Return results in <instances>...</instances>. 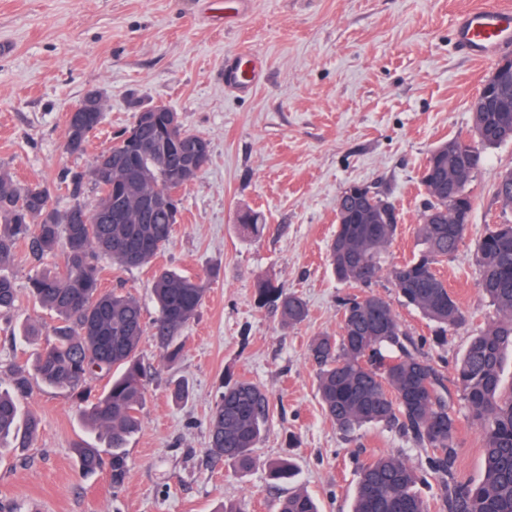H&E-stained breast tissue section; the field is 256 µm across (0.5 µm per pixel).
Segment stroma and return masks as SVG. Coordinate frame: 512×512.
<instances>
[{
    "label": "stroma",
    "instance_id": "35a3bbf8",
    "mask_svg": "<svg viewBox=\"0 0 512 512\" xmlns=\"http://www.w3.org/2000/svg\"><path fill=\"white\" fill-rule=\"evenodd\" d=\"M478 0H0V169L41 183L55 209L91 201L65 183L88 172L139 110L163 103L208 140L210 161L181 193L173 239L147 264L120 270L98 262L103 288L136 296L153 315L148 281L166 265L206 282L204 303L184 330L180 362L164 365L151 337L141 352L152 369L142 428L127 449L123 484L108 469L84 475L76 448L89 439L67 391L34 382L24 407L41 428L32 445L0 455V512H213L222 502L243 512H275L288 485L273 484L265 461L292 459L296 484L320 512H350L358 472L369 459L403 455L417 468L428 512H443L429 454L396 428L339 430L317 396L310 340L339 331L341 303L373 293L452 376L474 329L494 316L476 283V243L501 208L495 184L512 169V142L485 150L467 191L471 221L458 252L438 263L469 323L445 331L398 294L389 268L417 255L421 174L430 151L472 125L470 99L493 61L468 58L453 38L455 16ZM257 53L260 82L247 93L224 87V67L239 49ZM105 101L103 119L82 153L61 148L65 116L89 91ZM351 185L381 192L400 223L383 255L384 274L353 288L332 272L328 245L336 200ZM267 223L257 240L238 226L246 210ZM268 279L308 304L301 324L282 325L255 291ZM40 333L15 341L28 325ZM58 318L31 298L0 316V367L33 359ZM188 382V400L170 396ZM269 394L270 427L257 445L260 464L239 473L209 455L207 417L229 380ZM455 477L482 476L477 428L458 425Z\"/></svg>",
    "mask_w": 512,
    "mask_h": 512
}]
</instances>
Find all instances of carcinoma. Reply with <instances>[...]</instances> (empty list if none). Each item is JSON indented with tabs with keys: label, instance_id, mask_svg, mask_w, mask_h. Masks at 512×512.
Here are the masks:
<instances>
[{
	"label": "carcinoma",
	"instance_id": "obj_1",
	"mask_svg": "<svg viewBox=\"0 0 512 512\" xmlns=\"http://www.w3.org/2000/svg\"><path fill=\"white\" fill-rule=\"evenodd\" d=\"M146 127L139 121L114 137L90 169L96 191L90 203H78L61 213L50 207V194L39 183H20L0 169V314L12 310L19 290L1 273L25 243L35 257L64 249L65 266L57 274L35 272L28 279V294L42 308L55 313L63 325L54 340L36 358L33 371L44 383L68 391L82 406V416L104 431L106 448L84 444L76 449L85 473L102 468L109 454L112 483L126 474L129 440L141 428L140 413L146 403L150 367L141 357V342L150 335L172 365L184 349V330L197 316L206 288L199 277L166 267L154 271L149 285L154 315L145 320L134 296L101 287L95 260L105 256L119 268L151 262L170 244L180 205L158 203L141 218V204L186 186L184 145L197 137L188 130L173 133L169 113H151ZM489 115L474 114L472 133L457 135L438 145L446 168V188L427 190L417 237L422 251L394 266L390 276L405 302L443 329L463 327L467 318L436 264L454 255L463 243L467 225L453 224L455 198L465 196L467 210L473 202L467 183L455 176L453 154L470 152L482 163L485 149L506 142L507 134L483 133ZM89 131L75 134L65 127L63 141L69 152L83 150ZM501 210H512V169L501 174L495 188ZM118 204L123 219L101 218L105 201ZM445 213L446 222L428 224L426 211ZM244 235L259 238L266 230L264 217L247 212L240 224ZM396 225L362 223L348 202L336 201V231L328 245L329 264L336 278L367 286L380 277V255L390 243ZM78 247H68L70 241ZM478 286L496 309L497 318L473 336L454 368L453 385L464 416L481 433L483 477L478 483L454 477L458 459L455 409L446 378L437 364L421 352L422 345L403 328L390 303L372 295L343 304L340 332L314 337L308 354L318 367L317 392L322 411L344 432L366 424L399 428L430 452V463L444 478L447 512H512V385L503 384V358L512 349V220L487 225L476 246ZM258 303L271 305L284 326L302 323L308 315L299 296L265 280L256 289ZM8 384L0 382V448L29 446L41 427L40 418L22 409L30 394L26 364L8 366ZM108 378L101 391L93 382ZM271 416L270 398L258 384L242 379L224 385L210 408L208 452L246 472L257 460L254 448L266 434ZM269 476L291 482L295 466L268 462ZM418 471L400 454H382L359 470L352 512H369L371 501L398 503L404 512H427L416 491ZM277 512H318L312 497L299 488L279 500Z\"/></svg>",
	"mask_w": 512,
	"mask_h": 512
}]
</instances>
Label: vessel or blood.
<instances>
[{
  "instance_id": "b4317fda",
  "label": "vessel or blood",
  "mask_w": 512,
  "mask_h": 512,
  "mask_svg": "<svg viewBox=\"0 0 512 512\" xmlns=\"http://www.w3.org/2000/svg\"><path fill=\"white\" fill-rule=\"evenodd\" d=\"M456 43L470 56L487 60L512 46V8L488 5L460 15L454 29ZM258 75V59L250 51L238 52L225 82L229 89L245 91Z\"/></svg>"
}]
</instances>
